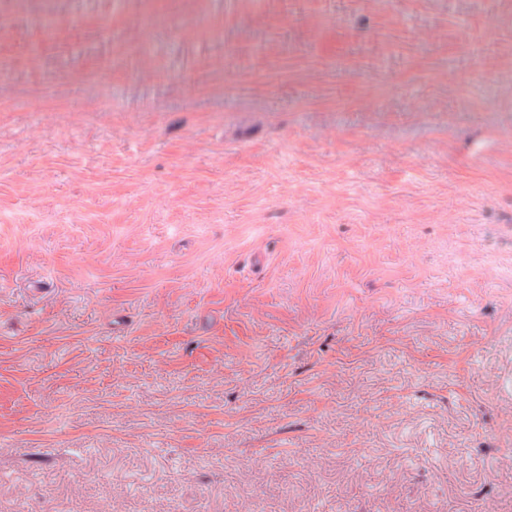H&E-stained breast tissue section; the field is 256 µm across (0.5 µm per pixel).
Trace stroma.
Instances as JSON below:
<instances>
[{
	"label": "stroma",
	"instance_id": "1",
	"mask_svg": "<svg viewBox=\"0 0 512 512\" xmlns=\"http://www.w3.org/2000/svg\"><path fill=\"white\" fill-rule=\"evenodd\" d=\"M48 11L0 0V512H512V0Z\"/></svg>",
	"mask_w": 512,
	"mask_h": 512
}]
</instances>
